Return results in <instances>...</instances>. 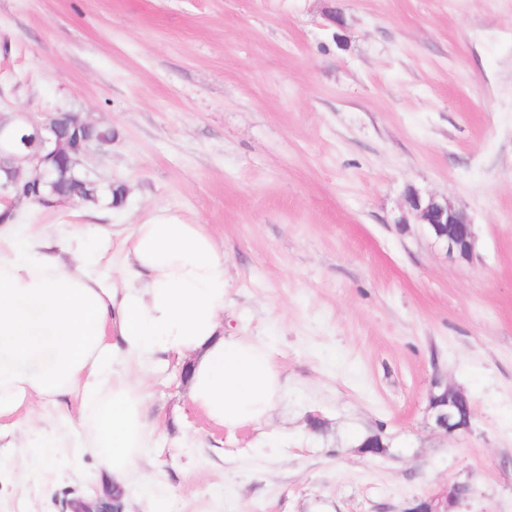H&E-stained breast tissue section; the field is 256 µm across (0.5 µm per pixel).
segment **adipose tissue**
I'll list each match as a JSON object with an SVG mask.
<instances>
[{
    "mask_svg": "<svg viewBox=\"0 0 512 512\" xmlns=\"http://www.w3.org/2000/svg\"><path fill=\"white\" fill-rule=\"evenodd\" d=\"M126 241L112 272L89 225L0 224V429L37 465L64 441L92 450L118 486L156 432L149 367L186 360L192 409L231 431L287 396L269 344L224 331V250L208 225L160 209ZM46 403L78 406L67 438L37 424Z\"/></svg>",
    "mask_w": 512,
    "mask_h": 512,
    "instance_id": "ef3b65f1",
    "label": "adipose tissue"
}]
</instances>
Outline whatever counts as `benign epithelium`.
<instances>
[{
	"label": "benign epithelium",
	"instance_id": "7a95c632",
	"mask_svg": "<svg viewBox=\"0 0 512 512\" xmlns=\"http://www.w3.org/2000/svg\"><path fill=\"white\" fill-rule=\"evenodd\" d=\"M114 134L109 127L97 126L80 113L58 109L41 120H34L24 112L18 113L12 124L0 123V149H9L14 156L29 165V177L42 188L43 200L48 206L74 201L60 195L55 189L53 171L46 166L52 159L62 160L77 174L93 179L95 175L85 166L93 148L112 144ZM21 178L19 172H9L0 178V203L6 208L0 221L15 217L17 197L13 187ZM407 214L426 226L430 235L445 246L448 255L469 259L474 251L473 226L465 213L448 201L433 195H423L410 188L405 195ZM429 408L433 411L437 429L447 436L470 428L472 411L466 395L450 389L440 381L429 393ZM459 485L453 484L435 495L413 499L402 512H448V504L458 501Z\"/></svg>",
	"mask_w": 512,
	"mask_h": 512
}]
</instances>
